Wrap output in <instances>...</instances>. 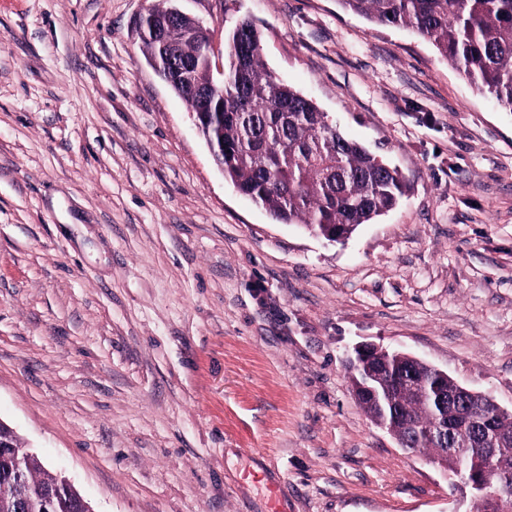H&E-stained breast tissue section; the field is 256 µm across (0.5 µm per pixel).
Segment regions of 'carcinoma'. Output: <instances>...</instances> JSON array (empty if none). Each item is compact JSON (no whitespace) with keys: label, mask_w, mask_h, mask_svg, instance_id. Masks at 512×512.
Here are the masks:
<instances>
[{"label":"carcinoma","mask_w":512,"mask_h":512,"mask_svg":"<svg viewBox=\"0 0 512 512\" xmlns=\"http://www.w3.org/2000/svg\"><path fill=\"white\" fill-rule=\"evenodd\" d=\"M373 23L405 27L433 44L455 68L497 103L512 110V0H339ZM169 8L148 13L140 41L147 57L158 62L163 77L169 64L155 29ZM178 35L179 58L192 65L188 83L170 86L191 109L212 113L203 135L214 144L216 163L234 186L283 224H299L331 239L333 232L352 235L362 224L395 208L404 195V176L359 143L350 140L313 101L281 83L263 64L261 37L248 19L227 33L224 90L204 95L209 81L203 49L185 20ZM373 365L385 374L392 431L430 456L438 449L419 439L417 427L459 411L441 408L435 393L420 398L400 388L414 376L433 386L429 370L414 360L397 364L383 357ZM512 472V453L479 473L494 483L499 472ZM14 473L28 490L23 512H71L79 493L25 449L0 462V512H17Z\"/></svg>","instance_id":"obj_1"}]
</instances>
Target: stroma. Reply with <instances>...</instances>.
I'll return each mask as SVG.
<instances>
[{"instance_id":"35a3bbf8","label":"stroma","mask_w":512,"mask_h":512,"mask_svg":"<svg viewBox=\"0 0 512 512\" xmlns=\"http://www.w3.org/2000/svg\"><path fill=\"white\" fill-rule=\"evenodd\" d=\"M0 0V421L93 512H477L352 395L371 342L512 407V111L339 0H179L407 192L343 242L225 178L134 22Z\"/></svg>"}]
</instances>
